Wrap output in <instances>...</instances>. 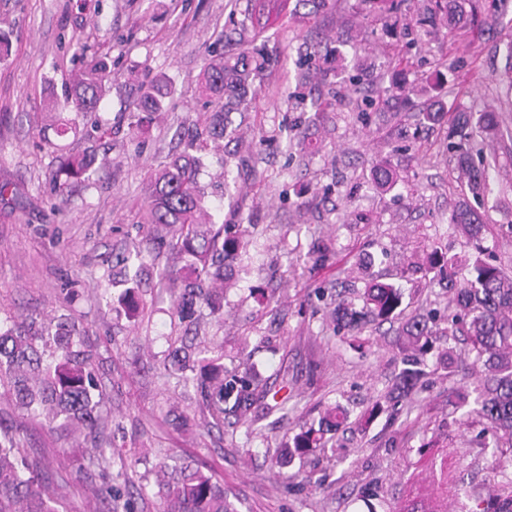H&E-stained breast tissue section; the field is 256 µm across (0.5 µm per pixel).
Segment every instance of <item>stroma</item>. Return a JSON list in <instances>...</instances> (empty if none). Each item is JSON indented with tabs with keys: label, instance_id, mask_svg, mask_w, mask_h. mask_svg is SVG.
I'll return each mask as SVG.
<instances>
[{
	"label": "stroma",
	"instance_id": "stroma-1",
	"mask_svg": "<svg viewBox=\"0 0 512 512\" xmlns=\"http://www.w3.org/2000/svg\"><path fill=\"white\" fill-rule=\"evenodd\" d=\"M506 4L504 20L465 33L444 24L392 29L361 0H335L316 16L298 6L295 20L268 32L272 63L240 128L257 151L253 169L225 176L232 145L204 144L203 204L216 223L247 227L250 244L221 312L198 308L196 328L176 314L177 289L159 280L178 259L151 243L142 208L151 173L182 150L181 135L210 121L198 78L223 53L231 20H244L245 0H0V31L11 42L0 56V186L8 188L0 197V323L64 315L97 350L108 394L103 426L117 444L112 470L136 472L133 512H158L166 457L223 483L239 512H443L446 487L497 474L496 443L483 437L477 416L448 400L458 386L475 388L481 372L464 353L440 360L447 337L423 351L429 374L416 391L388 396L408 354L403 324L448 313V295L431 276L412 275L401 314L383 326L338 333L329 313L340 300H358L370 280L422 261L431 243L466 252L464 238L448 233L463 200L488 213L484 245L512 271V84L503 76L512 0ZM306 43L338 52L319 59L310 89L295 79ZM100 57L110 72L97 109L55 111L75 75ZM356 73L357 90L348 81ZM159 77L168 85L163 111L131 114L133 89ZM331 86L337 105L316 114L314 97ZM403 87L410 94L401 104ZM358 91L382 106L351 111ZM434 104L445 115L429 125L422 114ZM484 111L501 115L488 142L498 164L490 193L474 197L458 180L448 131L456 113ZM64 121L71 132L56 136L53 124ZM89 148L91 175L64 180L62 158ZM382 158L404 178L387 193L371 179ZM322 241L334 253L320 265L312 251ZM135 243L147 266L142 283L105 285L113 255ZM368 253L375 261L365 268ZM193 333L226 367L247 361L258 387L245 420L230 415L223 429L207 428L195 391L183 388L179 371H164L169 340ZM336 406L348 418L334 447L282 456L300 429L317 427ZM0 423L22 425L27 455L43 464L51 486L64 487L59 512H99L84 433L20 420L1 392Z\"/></svg>",
	"mask_w": 512,
	"mask_h": 512
}]
</instances>
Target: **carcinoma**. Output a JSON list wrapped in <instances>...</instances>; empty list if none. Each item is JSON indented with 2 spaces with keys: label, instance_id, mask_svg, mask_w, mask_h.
Listing matches in <instances>:
<instances>
[{
  "label": "carcinoma",
  "instance_id": "carcinoma-1",
  "mask_svg": "<svg viewBox=\"0 0 512 512\" xmlns=\"http://www.w3.org/2000/svg\"><path fill=\"white\" fill-rule=\"evenodd\" d=\"M373 13L382 19L398 15L403 0H366ZM247 20L225 36L224 46L253 43L274 28L283 27L294 16L288 10V0H248ZM454 17L458 29L475 19H467L463 10L448 11V0H423L416 24L429 25L436 17ZM107 63L94 62L64 96L61 109L69 112H90L104 93ZM267 60L259 52H225L222 59L209 63L199 75V91L211 98L213 113L210 133L224 136V121L231 112L240 110L250 88L263 80ZM165 82L142 83L137 89V111L160 112L164 108ZM499 126L494 112H460L449 131L450 149L456 153L457 166L467 179L470 193L480 196L488 191V170L496 158L486 157L474 149L473 133ZM479 158L474 164L473 157ZM95 154L85 152L64 160L62 173L66 178H80L90 171ZM199 158L189 151L174 157L158 171L148 185L143 225L163 227L172 233V248L188 256V263L172 269L165 278L180 283L177 308L183 313L195 300L209 301L210 290L230 279L229 261L244 247L245 241L226 236L225 225H211L198 230V214L202 197L197 190ZM375 187L382 192L393 190L400 181L396 168L386 160L372 170ZM449 225L463 235L475 248L468 263V276L458 279L459 260L430 246L427 271L436 273L447 282L452 294L454 314L444 319L441 328L420 319L406 323L405 334L413 346L425 350L438 336L467 337L468 353L480 365L477 415L484 430L496 435L512 436V276L505 269L483 258V241L489 229L486 218L466 203L451 214ZM403 289L391 283L374 281L361 296V310H353L343 302L336 305L330 318L338 329L360 330L369 322H385L395 316L403 302ZM198 371L185 378L200 395V409L210 417L206 425H224V415L244 418L252 406V381L237 372L224 370L221 358L205 356L199 350ZM96 352L89 349L79 336L75 323L63 318H51L40 327L29 325L0 330V387L13 397L15 409L23 419L41 417L45 423L62 430L86 431L91 444L90 465L101 481L102 512H129L128 503L112 485V441L98 430L99 408L103 388L94 369ZM420 369L402 370L392 386V393L407 397L423 378ZM346 419L345 413L333 408L322 419L319 429L309 428L296 434L293 445L282 449L284 455H306L322 448L326 435L337 430ZM20 431L4 428L0 434V512H58L57 501L42 486L41 473L34 469L19 452ZM512 449L501 453L495 489L484 492L482 487L462 489L467 504L463 512H512ZM158 495L162 512H236V507L224 493V486L197 470L167 474L159 484Z\"/></svg>",
  "mask_w": 512,
  "mask_h": 512
}]
</instances>
